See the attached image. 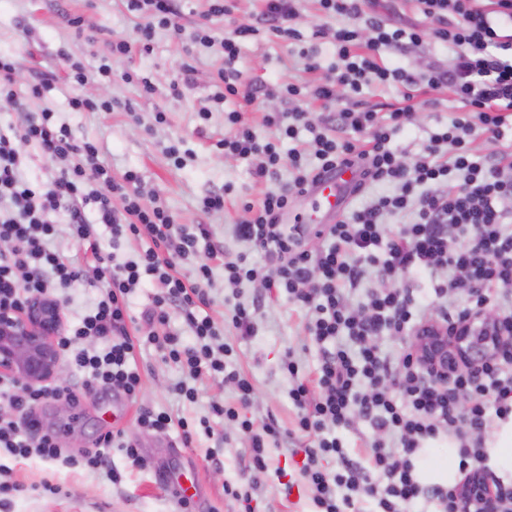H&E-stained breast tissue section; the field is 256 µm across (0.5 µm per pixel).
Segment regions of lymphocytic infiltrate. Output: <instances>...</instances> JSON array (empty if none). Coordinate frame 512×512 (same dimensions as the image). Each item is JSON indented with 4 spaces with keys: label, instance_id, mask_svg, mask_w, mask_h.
Listing matches in <instances>:
<instances>
[{
    "label": "lymphocytic infiltrate",
    "instance_id": "lymphocytic-infiltrate-1",
    "mask_svg": "<svg viewBox=\"0 0 512 512\" xmlns=\"http://www.w3.org/2000/svg\"><path fill=\"white\" fill-rule=\"evenodd\" d=\"M181 0H127L130 12L144 17L138 33L143 51H150L155 29L180 32ZM297 0H265L259 17L239 23L224 37V66L212 96L215 104L236 99L250 106L263 87L244 79L236 67L239 42L264 35L298 38L293 22ZM425 25L391 22L378 0H319L321 10L342 18L334 32L314 31V38L331 37L336 64L327 77L306 85L297 80L279 83L288 109L265 113L264 121L276 138L259 140L241 112L226 115L233 131L218 141L225 155L250 160L254 176L276 179L281 167L293 177L265 194L259 206H245L234 227L240 241L263 251L266 265L250 264L245 253L226 254L212 243L204 224H180L165 206L144 205L141 177L126 172L115 179L99 159L97 143L76 138L57 124L52 113L29 112L12 133L0 132V313L23 309L38 297L52 295L80 282V259L61 255L54 246V217L68 216L70 236L90 250L99 295L73 326H65L58 341L64 361L82 373L81 388L52 384L24 386L0 375V449L27 459L73 464L57 436L44 429L38 409L50 400L78 402L81 390L108 388L136 399L140 374L130 361L137 349L153 344L164 360L182 368L192 379L204 376L233 385L236 402L213 403V415L249 436L250 473L269 467L267 439L283 431L274 417L254 425L245 414L255 397L251 377L231 362L234 350L224 330L202 312L209 306L205 286L213 276L212 262L222 259L224 283L234 288L248 281L267 291L287 294L307 312L310 336L324 347L315 379L301 376L292 357L282 369L291 387L288 396L296 410V429L306 445L290 449L301 459L313 512H362L373 499L375 512H406L420 496H427L436 512H457V489L438 483L421 484L414 475V456L426 441L453 439L458 444L459 468L471 472L486 455L484 435L494 419L512 413V151L494 160L475 158L470 147L474 132L492 143L512 129V0H496L485 10L477 0H418ZM433 40L453 53L448 66L427 64L423 72L384 62L380 49L406 53ZM450 89L463 107L462 115L434 133L424 153L402 162L388 143L392 134L410 126V102L419 84ZM370 85L396 87L405 104L380 116L375 109L337 106L340 90L360 95ZM336 109V127L366 134L364 143L340 140L319 132L306 100ZM313 131L310 151L282 155L279 138H297L300 129ZM37 148L50 161L49 181L23 176L24 156L19 143ZM360 168L362 185L389 183L394 194L351 210L320 236L319 250L308 248L310 225L285 224L293 201L305 196L321 176L342 164ZM402 217L389 228L386 219ZM105 225L112 250H102L95 225ZM146 241L136 258L116 254L122 241ZM206 252L194 279L179 265ZM395 281V288L369 289L364 305H355L354 292L364 282ZM155 293L139 318L146 333L135 334L129 324L130 296L144 284ZM456 296L448 306L447 296ZM493 309L502 336L480 366L448 371L447 385H439L411 349H382L378 336H415L432 320L455 324L464 314ZM178 310L192 338L158 335L155 325L166 324ZM367 422L376 437L365 464L353 462L347 446L336 436L339 427L354 419ZM119 449L134 463L142 457L137 444L121 434L100 438L82 464L117 481L110 449ZM336 461L329 470L327 461Z\"/></svg>",
    "mask_w": 512,
    "mask_h": 512
}]
</instances>
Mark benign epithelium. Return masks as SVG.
I'll use <instances>...</instances> for the list:
<instances>
[{
    "mask_svg": "<svg viewBox=\"0 0 512 512\" xmlns=\"http://www.w3.org/2000/svg\"><path fill=\"white\" fill-rule=\"evenodd\" d=\"M62 323L61 306L52 297L36 299L21 312L0 315V373L26 386L59 380L63 363L57 339ZM498 335V317L484 310L463 317L451 332L434 321L426 335L411 339L410 347L445 384L448 366L463 360L474 367L480 365ZM458 502L459 512H501L496 492L486 485L479 469L470 473L459 491Z\"/></svg>",
    "mask_w": 512,
    "mask_h": 512,
    "instance_id": "obj_1",
    "label": "benign epithelium"
}]
</instances>
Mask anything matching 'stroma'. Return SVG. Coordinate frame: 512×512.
I'll use <instances>...</instances> for the list:
<instances>
[{
  "label": "stroma",
  "mask_w": 512,
  "mask_h": 512,
  "mask_svg": "<svg viewBox=\"0 0 512 512\" xmlns=\"http://www.w3.org/2000/svg\"><path fill=\"white\" fill-rule=\"evenodd\" d=\"M208 8L206 0H184L181 23L183 31L174 34L156 29L149 53L132 49L126 57L114 60L109 79H94L83 92L96 99L113 101L109 112H74L68 100L76 89L66 81L65 59L95 70L107 42L123 37L138 38L140 18L126 7L125 0H0V53L14 56L18 62V91L42 75L56 77L54 89L40 99H24L23 112H49L55 121L67 125L80 139L96 141L102 147L101 161L115 177L127 171L142 177L145 203L164 200L178 223L208 225L214 242L226 252H248L253 261H262L260 252L249 250L237 240L234 226L244 215L245 204H260L266 191L287 182L288 170H281L278 181H256L248 161L229 157L217 146L228 134L224 114L233 103L211 108L212 83L224 65L217 48L192 45L190 35L196 22ZM300 45L275 37L262 43L246 40L240 45L238 66L244 76L268 86L291 78L315 83L335 61L328 47H321L320 70L309 72L299 56ZM191 68L193 84L182 96L172 95L170 85L180 80L183 68ZM148 78L155 86L152 96H144L139 78ZM415 121L398 133L392 145L407 161L421 153L438 119L458 115L461 105L446 88L416 91L413 99ZM209 109L208 119H201L202 109ZM23 112H1L0 128L20 123ZM164 121H157V114ZM224 192V209L205 211L203 199ZM212 302L204 312L220 325L229 322L233 303H251L261 293L259 285L245 282L236 289L224 286V271L213 273ZM255 335L230 336L234 347L232 360L254 381L256 392L247 412L255 423L274 416L282 429H295V409L288 398L289 383L280 369L288 350H295L307 374H314L320 351L310 343L305 331V313L279 295L265 300L255 317ZM135 366L142 378L138 401L110 391L83 394L79 405L62 400L49 401L40 410L45 429L62 438L70 456H80L94 447L99 437L109 431L122 432L135 442L145 465L128 460L119 450H111L113 468L120 483L89 473L81 468H67L39 458L15 459L0 455L23 490L0 500V512H179L168 488L179 482L188 489L194 512H220L224 508V486L239 483L244 472L248 437L237 428L210 417L214 402L235 399L232 384L202 380L197 384L198 399L189 404L173 389L181 373L165 363L154 348L141 350ZM165 409L177 417L209 418L212 435H198L192 445H183L177 431L158 434L137 423L139 406ZM287 441H280L269 451V465L281 469L283 478H260L252 492L251 512H309L307 493L298 483V471L289 457ZM293 489H285L286 481ZM56 485V492L46 491V484Z\"/></svg>",
  "instance_id": "1"
}]
</instances>
